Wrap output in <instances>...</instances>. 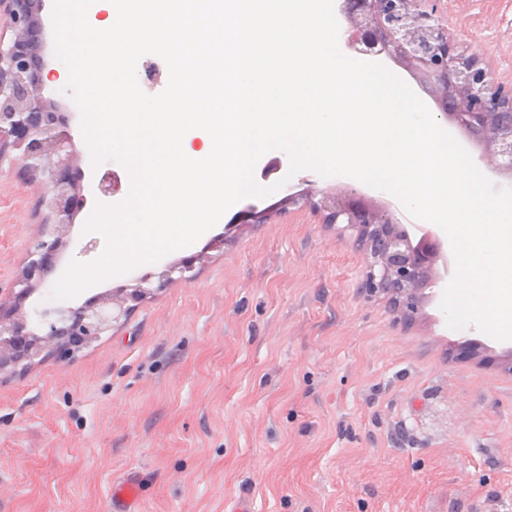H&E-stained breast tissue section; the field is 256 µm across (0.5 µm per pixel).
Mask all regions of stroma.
Returning a JSON list of instances; mask_svg holds the SVG:
<instances>
[{
	"mask_svg": "<svg viewBox=\"0 0 512 512\" xmlns=\"http://www.w3.org/2000/svg\"><path fill=\"white\" fill-rule=\"evenodd\" d=\"M457 50L512 84V0H426ZM88 208L104 197L80 120ZM292 191L333 186L289 175ZM276 191L167 254L195 277L155 290L68 359L0 378V512H108L136 474L141 512H512V372L448 354L476 337L421 299L406 326L364 286L355 234ZM18 151L0 153V290L49 222Z\"/></svg>",
	"mask_w": 512,
	"mask_h": 512,
	"instance_id": "1",
	"label": "stroma"
}]
</instances>
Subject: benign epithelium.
Listing matches in <instances>:
<instances>
[{
  "label": "benign epithelium",
  "instance_id": "obj_1",
  "mask_svg": "<svg viewBox=\"0 0 512 512\" xmlns=\"http://www.w3.org/2000/svg\"><path fill=\"white\" fill-rule=\"evenodd\" d=\"M425 0H357L348 12L344 36L348 44H379L389 58H409L435 78L453 106L456 126L483 142L485 163L494 171L512 167V86L506 87L479 67L480 56L456 52L453 40L433 14L423 9ZM0 21L12 32L10 43H0V149L20 151L25 167L41 177L51 221L46 238L28 254L19 280L21 289L0 292V372H14L46 353L60 358L74 355L126 318L131 303L153 292L149 280L137 279L115 292L106 291L68 309L44 310L39 331L28 328L18 315L16 302L43 286L55 271L57 252L70 243L74 218L87 203L73 176L78 149L68 131L72 116L55 110L46 96L48 78L55 76L50 57L43 53L45 27L33 16L30 0H0ZM306 203L324 214L327 224L349 229L368 225L362 240L365 283L369 290L387 289L401 306L412 305L424 290H434L452 276L443 265L438 276H426L429 252L413 244L437 234L420 224H405L399 203H387L377 215L364 208L346 185L334 192L320 191ZM192 265L164 266L155 277L163 288L176 280L189 281Z\"/></svg>",
  "mask_w": 512,
  "mask_h": 512
}]
</instances>
